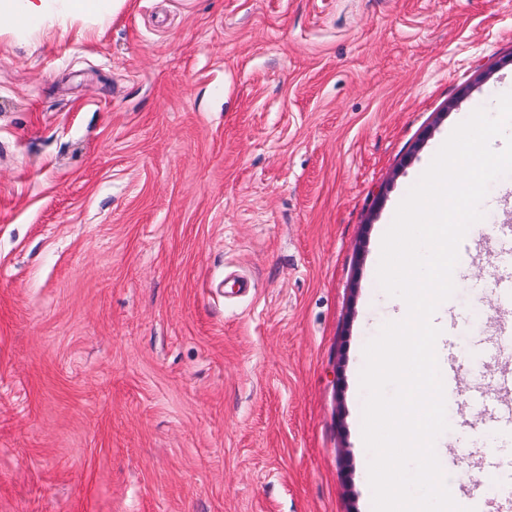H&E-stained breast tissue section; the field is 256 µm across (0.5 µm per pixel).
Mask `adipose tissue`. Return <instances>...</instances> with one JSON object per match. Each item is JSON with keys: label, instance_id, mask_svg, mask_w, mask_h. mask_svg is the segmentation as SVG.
<instances>
[{"label": "adipose tissue", "instance_id": "obj_1", "mask_svg": "<svg viewBox=\"0 0 512 512\" xmlns=\"http://www.w3.org/2000/svg\"><path fill=\"white\" fill-rule=\"evenodd\" d=\"M119 0H0V30L32 43L54 26L74 22L101 24Z\"/></svg>", "mask_w": 512, "mask_h": 512}]
</instances>
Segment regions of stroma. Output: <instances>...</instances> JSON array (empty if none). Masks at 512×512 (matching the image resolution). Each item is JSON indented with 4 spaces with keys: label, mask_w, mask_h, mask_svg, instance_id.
<instances>
[{
    "label": "stroma",
    "mask_w": 512,
    "mask_h": 512,
    "mask_svg": "<svg viewBox=\"0 0 512 512\" xmlns=\"http://www.w3.org/2000/svg\"><path fill=\"white\" fill-rule=\"evenodd\" d=\"M512 92V0H124L0 36V512H372L379 243ZM448 303L440 440L512 503V208Z\"/></svg>",
    "instance_id": "1"
}]
</instances>
